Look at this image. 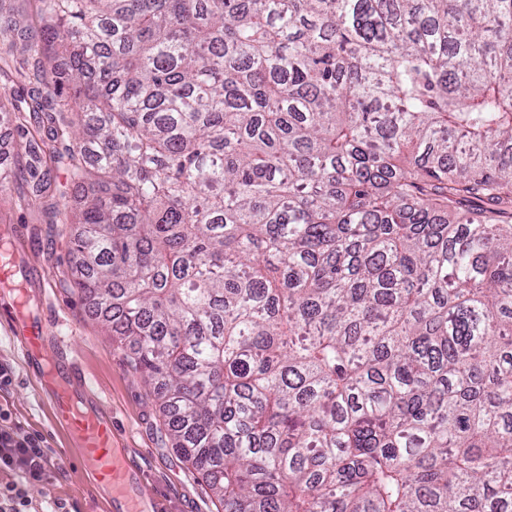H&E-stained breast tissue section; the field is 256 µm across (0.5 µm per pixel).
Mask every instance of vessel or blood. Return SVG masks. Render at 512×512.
Here are the masks:
<instances>
[{"instance_id": "b4317fda", "label": "vessel or blood", "mask_w": 512, "mask_h": 512, "mask_svg": "<svg viewBox=\"0 0 512 512\" xmlns=\"http://www.w3.org/2000/svg\"><path fill=\"white\" fill-rule=\"evenodd\" d=\"M16 245L0 246V288H17L39 278ZM11 333L24 350L34 375L50 399L53 420L74 441L86 471L104 488L113 512H146L142 480L130 472L117 446L118 430L112 413L96 399L73 367L43 368L51 352L46 327L30 313L25 299L11 311Z\"/></svg>"}]
</instances>
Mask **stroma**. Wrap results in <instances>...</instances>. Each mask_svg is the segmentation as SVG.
Instances as JSON below:
<instances>
[{
  "label": "stroma",
  "instance_id": "obj_1",
  "mask_svg": "<svg viewBox=\"0 0 512 512\" xmlns=\"http://www.w3.org/2000/svg\"><path fill=\"white\" fill-rule=\"evenodd\" d=\"M45 24L40 0H0V94L6 104L25 111L23 127L0 122V156L16 162L0 189V235L14 240L41 271L40 282L27 288L29 308L46 318L49 334L57 337L53 355L58 364L74 363L94 396L111 410L122 431L125 460L155 497L157 512H217L201 476L167 447L158 405L148 397L125 350L113 345L86 298L70 282L76 259L70 249L71 229L60 219L62 213L74 212L84 190L72 181L67 166L49 154V110L59 103V96H44V111L30 109L31 97L42 85L25 47L39 41ZM35 173L44 175L50 185L39 198L30 192ZM0 365L13 376L11 385L0 388V409L21 434L41 437L49 450L48 471L28 484L29 498L42 508L59 501L68 512H109L91 476L77 466L70 438L54 426L49 400L40 393L1 317Z\"/></svg>",
  "mask_w": 512,
  "mask_h": 512
}]
</instances>
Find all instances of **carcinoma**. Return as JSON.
Here are the masks:
<instances>
[{"mask_svg":"<svg viewBox=\"0 0 512 512\" xmlns=\"http://www.w3.org/2000/svg\"><path fill=\"white\" fill-rule=\"evenodd\" d=\"M73 283L224 512H512V0H41Z\"/></svg>","mask_w":512,"mask_h":512,"instance_id":"carcinoma-1","label":"carcinoma"}]
</instances>
